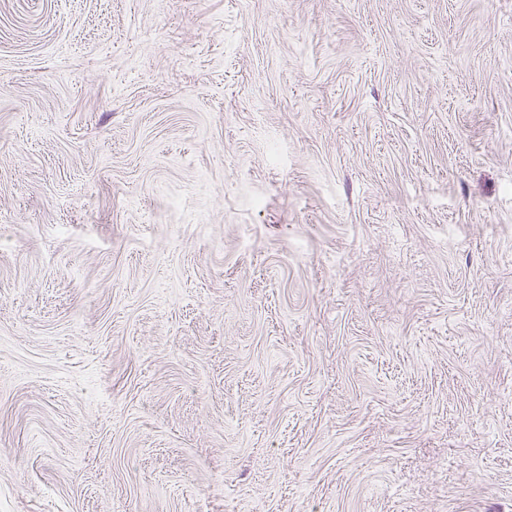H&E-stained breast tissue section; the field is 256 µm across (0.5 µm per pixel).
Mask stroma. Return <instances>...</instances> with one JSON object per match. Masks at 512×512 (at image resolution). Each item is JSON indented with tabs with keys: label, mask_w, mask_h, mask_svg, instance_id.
Masks as SVG:
<instances>
[{
	"label": "stroma",
	"mask_w": 512,
	"mask_h": 512,
	"mask_svg": "<svg viewBox=\"0 0 512 512\" xmlns=\"http://www.w3.org/2000/svg\"><path fill=\"white\" fill-rule=\"evenodd\" d=\"M0 512H512V0H0Z\"/></svg>",
	"instance_id": "stroma-1"
}]
</instances>
